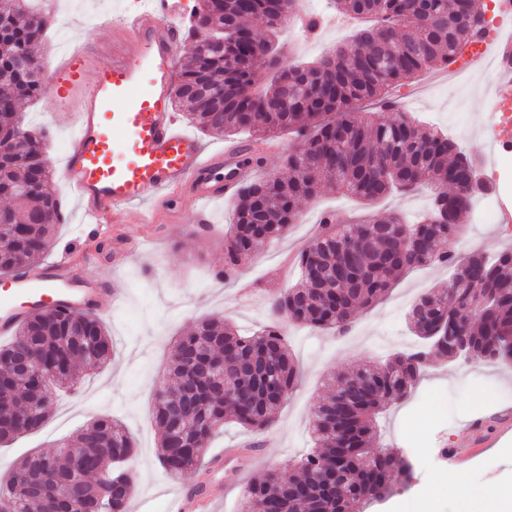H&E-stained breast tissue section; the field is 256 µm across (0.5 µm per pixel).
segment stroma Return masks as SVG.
<instances>
[{
  "mask_svg": "<svg viewBox=\"0 0 512 512\" xmlns=\"http://www.w3.org/2000/svg\"><path fill=\"white\" fill-rule=\"evenodd\" d=\"M140 5L141 0H87L78 7L69 0H45L44 7L52 20L47 56L91 36L111 40L114 28L92 27V16H116ZM393 98L399 105L415 101L412 113L416 118L443 128L448 125L447 101L461 102L468 125L461 134V144L478 159L483 173L495 168L502 180L512 181V152L493 156L487 152L498 125L491 117V105L481 103L475 90L435 84L430 74L422 73ZM23 110L26 129L48 131L46 156L51 168H59L69 147L66 117L47 96L25 104ZM53 186L66 222L57 226L47 255L53 258L66 249L82 257L88 245L81 234L78 206L61 180H54ZM431 198V190L423 187L408 195L388 196L369 207L335 193L305 201L300 210L306 214L307 223L293 225L283 238L264 246L227 282L218 280L216 274L224 267V233L232 220V200L208 206L210 227L206 230L195 223V204L188 197L178 203L181 219L177 223H168L161 214L150 224L133 219L115 225L113 234L103 235V249L85 267L91 278L104 280L116 275L125 283L124 303L103 316L115 353L105 367L83 375L75 393L56 391L49 417L41 428L0 446V476L8 474L31 450H56L87 422L109 414L125 423L136 442L130 466L137 473V489L127 512H170L175 493L197 479L193 473L171 478L156 459L158 430L152 418L153 394L157 385L169 381L172 339L190 332L197 322L212 315L226 317L246 332L266 325L267 292L285 290L296 283L298 269L292 258L312 240L320 214L335 212L348 220L371 214L381 218L400 216L413 222L428 212ZM463 222V232L448 244L456 254L481 251L492 256L512 247V223L478 224L469 214L464 215ZM123 242L137 245L138 252L127 262H114L113 256ZM449 276V270L442 267L401 274L390 292L358 313L351 329L342 335L287 325L291 353L299 367L298 386L276 409L274 425L261 437L229 423L210 441L209 452L215 455L227 448H240L257 438L261 441L262 461L251 470L250 480L261 478L273 466L280 467L283 476H291L292 462L312 447L308 422L314 408L328 395L327 378L362 365L380 364L390 353L413 347L417 339L407 329L408 309ZM509 408L511 367L431 362L411 396L380 414L378 443L382 448L401 451L408 437L421 434L435 447L456 449L466 462L461 466L451 460L415 465L413 483L369 512H456L459 493L444 494L433 485L437 475L445 476L453 470L466 477L463 492L482 495L499 489L512 478V442L494 439L488 447L474 450L467 447L461 430L476 420H492Z\"/></svg>",
  "mask_w": 512,
  "mask_h": 512,
  "instance_id": "stroma-1",
  "label": "stroma"
}]
</instances>
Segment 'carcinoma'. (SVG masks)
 <instances>
[{
  "label": "carcinoma",
  "instance_id": "obj_1",
  "mask_svg": "<svg viewBox=\"0 0 512 512\" xmlns=\"http://www.w3.org/2000/svg\"><path fill=\"white\" fill-rule=\"evenodd\" d=\"M289 0H193L189 34L194 47L179 70L175 97L188 120L204 132L264 138L295 135L286 158L288 179L274 176L241 184L224 237L223 278L300 217L298 202L322 193L354 196L371 205L395 191L428 184L433 200L428 222L405 224L391 216L360 224H321L298 260L299 281L272 294L271 323L244 335L223 319H206L174 339L172 386L154 393L153 418L160 430L161 467L170 475L195 471L213 435L232 421L256 432L271 428L274 411L299 378L283 322L313 330L347 332L356 309L378 303L397 277L432 265L457 271L450 288L425 293L409 311L416 349L397 352L379 366L340 376L312 413L314 448L298 461L288 481L276 468L251 484L241 512H366L412 477L409 459L376 451L377 415L409 396L429 362L464 356L475 363L512 366V249L490 258L459 257L448 242L462 230L469 197L483 185L450 195L472 159L447 134L429 129L409 113L379 121L362 108H393L391 93L422 70L456 61L475 39L464 26L448 25L460 0H333L336 11L372 19L351 34L350 44L294 68L282 62L278 30L288 21ZM267 36L256 38L253 28ZM49 15L30 0H0V275L29 266L51 245L62 223L50 190L46 130L21 127L19 106L38 97L44 82ZM328 77L318 83L316 69ZM308 85L314 94L285 105L281 82ZM491 303L476 327L448 323V306ZM114 354L112 339L92 314L34 311L0 357H26L29 368H9L0 383V445L41 427L50 397L44 387L73 388L76 370L93 371ZM69 446L75 457L41 450L26 455L0 482V512H126L136 480L127 467L134 441L108 415L87 423Z\"/></svg>",
  "mask_w": 512,
  "mask_h": 512
}]
</instances>
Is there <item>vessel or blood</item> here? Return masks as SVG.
<instances>
[{
  "mask_svg": "<svg viewBox=\"0 0 512 512\" xmlns=\"http://www.w3.org/2000/svg\"><path fill=\"white\" fill-rule=\"evenodd\" d=\"M181 8L182 0H145L137 11L116 17L123 40L87 39L49 62L45 89L71 118L61 176L85 227L136 216L145 204L182 196L202 207L232 197L239 183L256 175L242 147L212 149L182 127L173 105ZM477 47L479 57L496 62L493 111L511 113L512 33L480 37ZM124 297L120 278L91 279L72 257L26 267L0 280V337L11 335L35 309L101 314ZM257 463L229 448L204 458L207 481L179 492L173 512H212L223 492V467L231 466L241 482Z\"/></svg>",
  "mask_w": 512,
  "mask_h": 512,
  "instance_id": "1",
  "label": "vessel or blood"
}]
</instances>
